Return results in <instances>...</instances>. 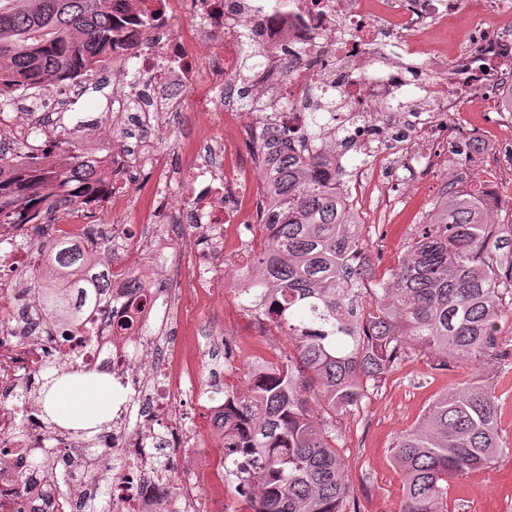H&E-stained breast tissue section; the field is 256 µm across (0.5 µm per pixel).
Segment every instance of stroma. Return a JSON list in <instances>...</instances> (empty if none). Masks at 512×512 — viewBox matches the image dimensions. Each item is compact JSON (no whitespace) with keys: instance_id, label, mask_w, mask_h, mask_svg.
I'll return each mask as SVG.
<instances>
[{"instance_id":"stroma-1","label":"stroma","mask_w":512,"mask_h":512,"mask_svg":"<svg viewBox=\"0 0 512 512\" xmlns=\"http://www.w3.org/2000/svg\"><path fill=\"white\" fill-rule=\"evenodd\" d=\"M78 95L80 115L104 123L105 94L79 91L77 85L49 86L41 90L45 109L58 99ZM475 115L459 113L452 124L477 128L483 146L467 159H449L447 177L432 176L419 184L413 196L395 207H381L383 190L365 185L362 251L370 270L367 287L389 281L408 256L407 244L415 234L423 213L446 186L477 194L490 208L495 224H512V169L490 166L489 160L502 140L512 137V126L491 124L476 127ZM507 359H494L478 367L439 366L437 360L421 353L401 361L384 384L370 394L362 410L336 419L346 457L345 477L360 512H399L403 499V478L396 469L390 448L398 435L415 427L426 408L449 388L482 378L499 400L501 437L511 452L499 457L486 470L450 480L449 512H512V317L500 325ZM188 357L202 361L203 384L225 376L228 370L244 373L254 359L282 361L291 349L287 336L276 328L260 330L243 302L232 294L223 299H193L188 304L181 338Z\"/></svg>"}]
</instances>
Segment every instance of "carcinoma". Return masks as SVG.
Here are the masks:
<instances>
[{"label": "carcinoma", "instance_id": "carcinoma-1", "mask_svg": "<svg viewBox=\"0 0 512 512\" xmlns=\"http://www.w3.org/2000/svg\"><path fill=\"white\" fill-rule=\"evenodd\" d=\"M141 26L120 17L114 0H3L0 3V109L16 93L75 82L112 62V53ZM67 131L64 158L30 154L27 166L4 165L0 152V224H34L49 211L108 190L109 171ZM254 156L267 169L265 229L275 250L247 264L249 310L288 334L293 352L278 362L252 363L247 387L224 396V472L235 477L251 512H359L344 472L336 416L354 414L370 390L410 354L441 366L482 362L500 353L505 297L512 294V238L487 223V205L464 191L441 193L424 213L411 259L392 285L364 287L358 213L348 207L345 173L330 179L328 159L262 139ZM50 275L33 281L36 308L72 333L91 329L112 288L109 270L84 243L65 236L38 239ZM66 382L112 386L83 371L36 374L42 415L66 428L47 398ZM322 409L317 417L311 403ZM79 428L87 447L79 472L40 451L24 475L47 495L89 490L75 512H114L112 469L97 466L101 432ZM498 398L476 379L435 399L418 425L391 448L404 480L400 512H448V482L486 470L509 452L499 435Z\"/></svg>", "mask_w": 512, "mask_h": 512}]
</instances>
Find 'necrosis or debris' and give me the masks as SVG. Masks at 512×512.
Instances as JSON below:
<instances>
[{
    "instance_id": "4bbe7bcc",
    "label": "necrosis or debris",
    "mask_w": 512,
    "mask_h": 512,
    "mask_svg": "<svg viewBox=\"0 0 512 512\" xmlns=\"http://www.w3.org/2000/svg\"><path fill=\"white\" fill-rule=\"evenodd\" d=\"M139 32L113 54L112 95L105 114L125 118L144 100L142 122L155 138L137 156L97 138L103 160L112 164V188L98 216L122 210L127 223L112 227L119 249L89 239L86 202L69 206L58 233L86 241L112 274V298L87 336L64 337L61 329L27 335L14 309L30 298V272L40 261L27 247L33 227L0 224V512H74L67 497L43 503L26 482L13 431L28 424V447H83L79 433L46 436L42 405L31 394L36 372L61 351L112 381V427L106 444L126 460L112 493L116 512H209L210 461L206 450L224 424V385L208 389V427L191 423L186 396L200 373L178 342L157 352L145 325L161 321L177 333L184 309L169 299V274L158 253L178 242L193 293L209 297L220 288L241 293L243 274L228 253L273 249L265 233L263 186L266 170L251 154L271 124L302 135L314 112H329L328 125L356 145L372 149L369 166L353 171L344 187L353 205L361 185L372 179L406 196L437 168L421 143H448L458 131L455 112H500L512 88V0H126ZM262 48L264 60L243 75L246 43ZM246 82L251 105L228 108L226 87ZM194 98L197 140L185 145L192 169L179 183L157 137L169 131L168 116ZM398 153L399 165L382 159ZM141 159L151 195L132 206L133 161ZM173 224L176 237L143 240L144 226ZM137 276L139 289L128 288ZM169 462L187 460L191 471L175 490L161 485L157 446Z\"/></svg>"
}]
</instances>
